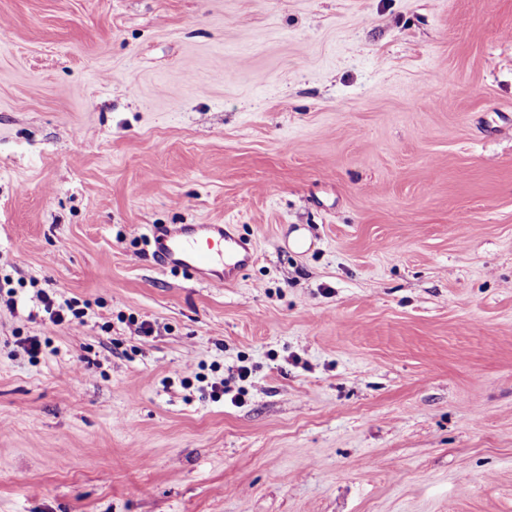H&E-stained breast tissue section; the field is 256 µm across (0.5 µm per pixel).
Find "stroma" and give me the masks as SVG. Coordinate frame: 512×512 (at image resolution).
<instances>
[{
	"label": "stroma",
	"mask_w": 512,
	"mask_h": 512,
	"mask_svg": "<svg viewBox=\"0 0 512 512\" xmlns=\"http://www.w3.org/2000/svg\"><path fill=\"white\" fill-rule=\"evenodd\" d=\"M0 512H512V0H0ZM151 233L160 268L183 270L215 286L233 281L253 258L250 243L229 224L153 226ZM37 297L43 306L42 310L48 315V320L51 325L57 326L65 321L71 322L73 319L79 320V325L84 324V321L81 320L84 316V312L74 308L75 305L72 301L58 300L55 302L42 292H38Z\"/></svg>",
	"instance_id": "stroma-1"
}]
</instances>
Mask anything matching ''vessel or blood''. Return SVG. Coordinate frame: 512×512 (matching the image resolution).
Listing matches in <instances>:
<instances>
[{"label": "vessel or blood", "mask_w": 512, "mask_h": 512, "mask_svg": "<svg viewBox=\"0 0 512 512\" xmlns=\"http://www.w3.org/2000/svg\"><path fill=\"white\" fill-rule=\"evenodd\" d=\"M154 253L163 269H178L221 286L253 258L252 248L226 224L153 227Z\"/></svg>", "instance_id": "obj_1"}]
</instances>
